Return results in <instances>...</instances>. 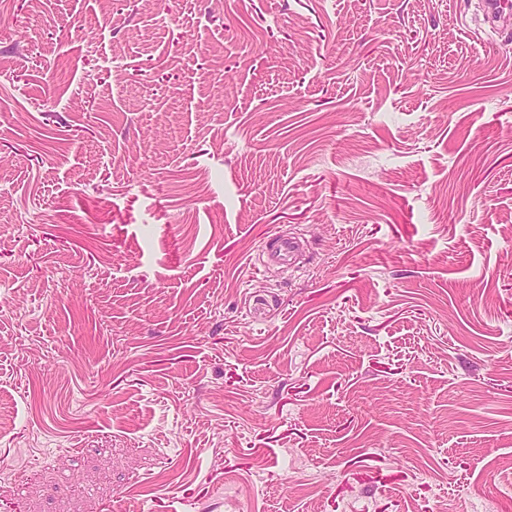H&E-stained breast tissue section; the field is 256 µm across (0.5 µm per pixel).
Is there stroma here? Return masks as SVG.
Masks as SVG:
<instances>
[{
    "mask_svg": "<svg viewBox=\"0 0 512 512\" xmlns=\"http://www.w3.org/2000/svg\"><path fill=\"white\" fill-rule=\"evenodd\" d=\"M473 9L0 0V512H512ZM294 249L295 241L288 238V235H275L264 244L259 257L260 264L265 265L269 261L288 264Z\"/></svg>",
    "mask_w": 512,
    "mask_h": 512,
    "instance_id": "35a3bbf8",
    "label": "stroma"
}]
</instances>
